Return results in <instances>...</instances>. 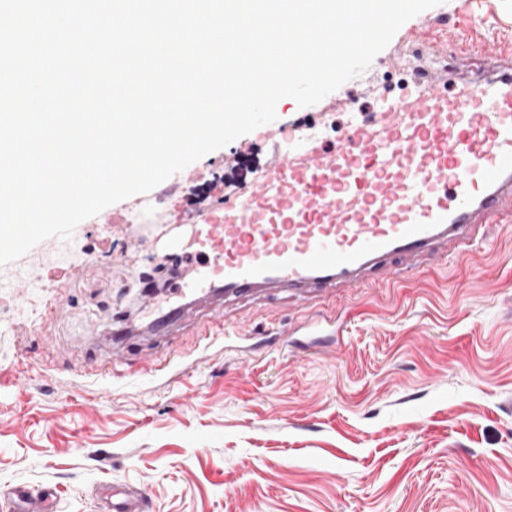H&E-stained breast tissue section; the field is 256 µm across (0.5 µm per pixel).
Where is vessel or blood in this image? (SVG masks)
I'll return each mask as SVG.
<instances>
[{"label": "vessel or blood", "instance_id": "obj_1", "mask_svg": "<svg viewBox=\"0 0 512 512\" xmlns=\"http://www.w3.org/2000/svg\"><path fill=\"white\" fill-rule=\"evenodd\" d=\"M444 59L427 39L412 52V91L352 112L335 146L324 121L266 124L271 161L235 197L189 224L166 248L188 272L174 293L232 303L273 288L314 290L335 304L336 289L392 285L401 275L467 250L494 224L512 223V50L487 38H456ZM133 247L150 225L112 215ZM185 307L159 314L144 332L166 335ZM222 310L198 319L207 345L225 325ZM104 512H145L137 491L103 485ZM8 512H50L47 492L16 489Z\"/></svg>", "mask_w": 512, "mask_h": 512}]
</instances>
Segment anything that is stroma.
I'll list each match as a JSON object with an SVG mask.
<instances>
[{"instance_id": "stroma-1", "label": "stroma", "mask_w": 512, "mask_h": 512, "mask_svg": "<svg viewBox=\"0 0 512 512\" xmlns=\"http://www.w3.org/2000/svg\"><path fill=\"white\" fill-rule=\"evenodd\" d=\"M425 20L512 45V0H443L317 104L281 99L278 123L329 112L340 139L345 112L412 87L403 61ZM271 157L255 130L174 174L173 195L140 200L157 223L201 212ZM111 234L98 215L76 227L67 287L29 283L60 265L54 238L0 276V504L24 486L51 490L54 512H100L95 490L112 481L141 490L146 512H512V236L396 288L338 289L336 327L318 336L292 332L318 318L316 301L240 302L255 338L280 337L247 360L233 337L198 348L191 325L130 340L106 380L103 332L144 323L130 271L162 280L173 265L153 239L100 251Z\"/></svg>"}]
</instances>
